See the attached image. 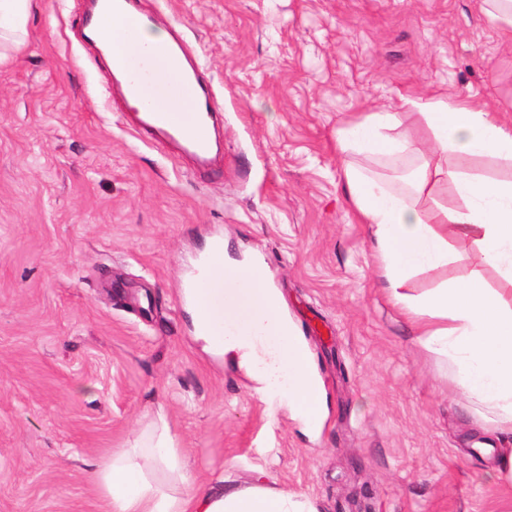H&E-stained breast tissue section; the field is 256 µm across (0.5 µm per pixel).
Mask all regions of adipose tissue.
Listing matches in <instances>:
<instances>
[{
	"instance_id": "obj_1",
	"label": "adipose tissue",
	"mask_w": 512,
	"mask_h": 512,
	"mask_svg": "<svg viewBox=\"0 0 512 512\" xmlns=\"http://www.w3.org/2000/svg\"><path fill=\"white\" fill-rule=\"evenodd\" d=\"M31 0H0V64L27 36ZM98 40L115 55L166 42L122 16L103 15ZM423 132L428 151L416 146ZM343 157L347 198L359 223L372 233L375 270L385 291L414 328L419 342L449 357L454 380L479 420L512 432V295L472 279L415 295L408 282L417 272L448 263V239H467L477 259L512 281V180L468 174L476 154L512 160V121L485 103L454 95H403L390 109L363 115L336 132ZM395 167L411 158L407 174L394 179L357 164V157ZM459 202L448 206L443 197ZM223 301L217 312L191 303L203 348L230 360L258 383L278 374L287 385L280 404L310 422L321 417V390L282 314V299L260 267L224 262ZM248 317L245 332L213 336V314ZM94 483L106 512H316L303 495L264 483L246 486L196 481L187 471L164 412L144 437L101 459Z\"/></svg>"
}]
</instances>
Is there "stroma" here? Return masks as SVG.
I'll return each instance as SVG.
<instances>
[{"instance_id":"stroma-1","label":"stroma","mask_w":512,"mask_h":512,"mask_svg":"<svg viewBox=\"0 0 512 512\" xmlns=\"http://www.w3.org/2000/svg\"><path fill=\"white\" fill-rule=\"evenodd\" d=\"M141 2L211 87L210 170L132 135L74 32L84 0H32L0 64V512H104L97 463L160 409L201 480H260L318 512H501L499 435L389 302L336 131L406 94L512 120V44L480 0ZM212 238L282 294L322 384L319 431L195 341L181 282ZM449 245L415 292L477 274L512 293L472 244Z\"/></svg>"}]
</instances>
